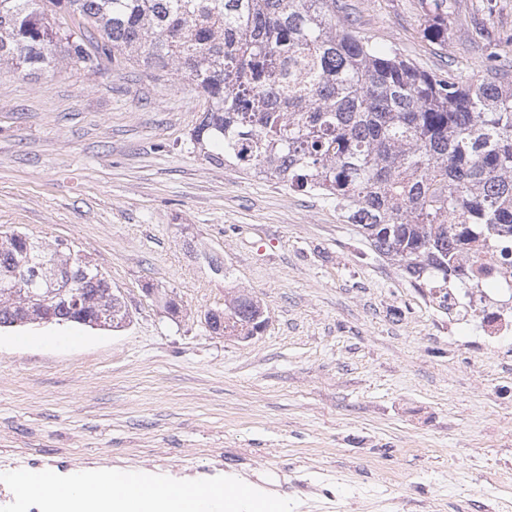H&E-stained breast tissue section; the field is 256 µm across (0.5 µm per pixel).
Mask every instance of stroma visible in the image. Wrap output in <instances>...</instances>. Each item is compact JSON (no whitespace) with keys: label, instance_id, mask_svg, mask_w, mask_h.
Masks as SVG:
<instances>
[{"label":"stroma","instance_id":"obj_1","mask_svg":"<svg viewBox=\"0 0 512 512\" xmlns=\"http://www.w3.org/2000/svg\"><path fill=\"white\" fill-rule=\"evenodd\" d=\"M347 2L373 42L437 73L485 77L465 23L484 5L512 35V0H455L443 50L420 0ZM205 108L173 68L0 65V228L72 245L130 315L0 328V470L225 475L294 512H512V323L485 327L512 292L439 309L335 203L194 150ZM234 288L266 310L247 341L204 321Z\"/></svg>","mask_w":512,"mask_h":512}]
</instances>
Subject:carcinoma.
Wrapping results in <instances>:
<instances>
[{"mask_svg": "<svg viewBox=\"0 0 512 512\" xmlns=\"http://www.w3.org/2000/svg\"><path fill=\"white\" fill-rule=\"evenodd\" d=\"M426 40L448 44L449 0H421ZM342 0H0V63L36 74L59 53L93 68L135 60L176 67L210 102L191 136L207 158L336 203L378 256L395 261L441 309L483 271L475 253L512 251V36L485 55L487 77L430 72L372 42ZM79 19L74 37L67 21ZM59 265L57 320L112 326L110 279L16 230H0V327L40 316L44 259ZM257 304L237 302L224 335L247 336Z\"/></svg>", "mask_w": 512, "mask_h": 512, "instance_id": "1", "label": "carcinoma"}]
</instances>
